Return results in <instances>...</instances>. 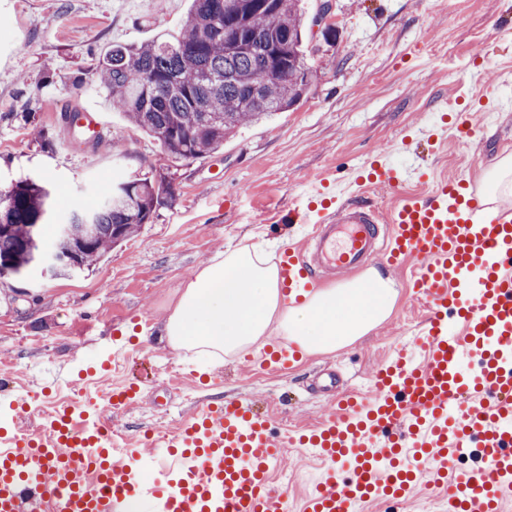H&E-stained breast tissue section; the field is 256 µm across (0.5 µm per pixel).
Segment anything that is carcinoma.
I'll use <instances>...</instances> for the list:
<instances>
[{
  "label": "carcinoma",
  "instance_id": "carcinoma-1",
  "mask_svg": "<svg viewBox=\"0 0 512 512\" xmlns=\"http://www.w3.org/2000/svg\"><path fill=\"white\" fill-rule=\"evenodd\" d=\"M241 33L245 52L229 49L224 27ZM302 0H193L179 38L116 44L95 71L112 108L180 160H196L224 146L239 128L290 110L313 77L305 49ZM170 184L145 174L118 184L91 210L74 212L51 245L28 226L53 216L51 191L20 178L0 191V279L24 280L41 251L77 253L57 277L92 271L112 248L134 236L172 196Z\"/></svg>",
  "mask_w": 512,
  "mask_h": 512
}]
</instances>
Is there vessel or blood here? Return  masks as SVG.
<instances>
[{"mask_svg": "<svg viewBox=\"0 0 512 512\" xmlns=\"http://www.w3.org/2000/svg\"><path fill=\"white\" fill-rule=\"evenodd\" d=\"M333 187L336 211L292 208L286 224H308L300 246L279 261L284 294L301 298L322 272L350 276L385 258L420 263L416 295L426 308L422 362L399 353L379 369L369 399L348 395L307 433L278 435L254 401L206 402L176 429L154 434L179 454L153 484L136 456L117 461L97 422L56 408L41 430H0V512H288V494L270 475L285 448H312L327 469L300 512H355L371 501L407 502L419 481L403 465L413 454L445 512H503L512 500V210H490L466 178L398 198L390 213L368 196ZM295 349L261 354L281 370Z\"/></svg>", "mask_w": 512, "mask_h": 512, "instance_id": "1", "label": "vessel or blood"}]
</instances>
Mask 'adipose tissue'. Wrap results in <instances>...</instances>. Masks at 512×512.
<instances>
[{"label": "adipose tissue", "instance_id": "obj_1", "mask_svg": "<svg viewBox=\"0 0 512 512\" xmlns=\"http://www.w3.org/2000/svg\"><path fill=\"white\" fill-rule=\"evenodd\" d=\"M397 294L393 280L375 271L291 303L280 292L271 249L229 246L185 282L158 340L171 351L194 350L216 364L272 334L288 337L306 354L333 352L386 320Z\"/></svg>", "mask_w": 512, "mask_h": 512}]
</instances>
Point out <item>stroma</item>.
I'll return each mask as SVG.
<instances>
[{"label":"stroma","instance_id":"obj_1","mask_svg":"<svg viewBox=\"0 0 512 512\" xmlns=\"http://www.w3.org/2000/svg\"><path fill=\"white\" fill-rule=\"evenodd\" d=\"M336 37L308 24L316 45L310 91L291 110L242 127L219 151L195 161L163 153L113 110L93 69L114 43H142L180 32L191 0H0V189L22 177L48 180L59 216L94 204L137 172L165 175L172 200L159 206L135 238L114 248L86 275L0 279V369L30 398L13 419L0 390V427H38L44 399L78 403L90 418L116 383H139L140 400L113 414L133 444L149 430H170L200 403L259 401L276 425L296 429L332 409L315 382L339 372L341 392H370L372 376L398 350L420 357L414 342L423 306L414 299L413 262L383 267L399 290L390 316L354 346L301 355L285 371L250 369L246 354L204 364L156 342L183 282L224 246L261 243L284 251L300 224H281L303 205L305 184L340 176L382 159L400 171L424 168L406 193L430 192L451 175L488 188L487 172L512 154V110L479 119L501 95L512 94V42L500 39L512 21V0H330ZM475 114L471 136L449 133L431 145L421 129L440 121L443 102ZM98 116L110 135L78 143L64 112ZM128 358L113 360V332ZM113 362L105 377L89 369ZM325 465L309 448L287 449L274 486H286L300 508Z\"/></svg>","mask_w":512,"mask_h":512}]
</instances>
